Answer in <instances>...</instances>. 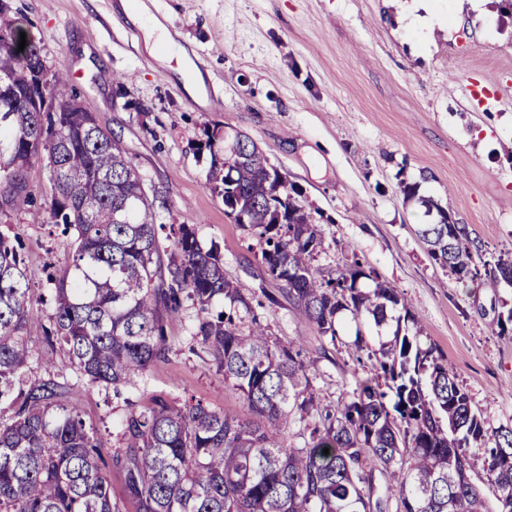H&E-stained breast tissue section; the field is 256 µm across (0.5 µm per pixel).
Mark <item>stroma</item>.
<instances>
[{"instance_id":"1","label":"stroma","mask_w":512,"mask_h":512,"mask_svg":"<svg viewBox=\"0 0 512 512\" xmlns=\"http://www.w3.org/2000/svg\"><path fill=\"white\" fill-rule=\"evenodd\" d=\"M138 0H13L12 18L43 47L52 68L71 73L81 102L120 137L139 171L164 198L170 222L217 245L224 274L251 295L253 310L280 340L316 361L322 405L351 399L373 373L348 345L323 349L315 325L269 277L262 246L224 211L208 181L212 155L249 136L301 189L319 215L322 248L313 265L334 269L357 253L412 303L411 332L448 363L487 432L512 426V335L497 333L512 311V285L460 281L427 254L417 235L434 215L406 200L404 184L467 225L488 261L512 257V0H434L444 26L405 17L397 0H145L188 54L201 86L150 48L134 12ZM49 169L26 173L30 205L0 200V232L29 267L56 271L70 237L49 222ZM277 303L270 304L266 295ZM196 310L168 318L167 360L146 372L139 394L192 397L246 413L204 354L192 351ZM69 400L105 447L116 443L123 398L82 383Z\"/></svg>"}]
</instances>
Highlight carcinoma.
Masks as SVG:
<instances>
[{
    "label": "carcinoma",
    "instance_id": "cac0c4a2",
    "mask_svg": "<svg viewBox=\"0 0 512 512\" xmlns=\"http://www.w3.org/2000/svg\"><path fill=\"white\" fill-rule=\"evenodd\" d=\"M19 41L20 28L0 12V82L23 94L24 61L42 47L28 38L20 51ZM47 92L77 100L63 68L50 71ZM1 108L12 110L0 124L5 201L31 202L25 172L47 158L50 219L71 236L73 251L63 270L47 275L52 314L36 327L28 303L40 273L0 234V512H123L125 500L135 512H512V427L485 432L450 367L409 335L416 317L408 301L373 268L357 258L326 276L313 267L322 246L313 214L251 139L236 142L224 162L211 160L209 181L225 212L253 218L245 228L264 244L268 275L321 338L336 344V317L348 311L357 359L375 362L374 376L334 408L318 407L313 361L294 342L269 336L250 298L224 276L216 245L204 246L189 224L165 222L166 201L143 194L130 153L92 113L56 112L45 125L23 97L0 99ZM420 203L437 212L417 233L440 266L460 280L512 285V259L483 260L467 225L430 198ZM186 300L197 309L193 350L240 393L248 415L193 398L127 397L118 446L103 452L59 378L70 369L116 397L138 389L148 368L167 358L165 320ZM219 300L229 311L214 312ZM242 311L251 316L246 333ZM393 322L392 339L376 348L366 341L363 328ZM34 359L47 377L26 378ZM295 422L303 424L301 447L291 441ZM472 444L483 451L493 509L463 476ZM111 468L124 474L122 500L112 494Z\"/></svg>",
    "mask_w": 512,
    "mask_h": 512
}]
</instances>
